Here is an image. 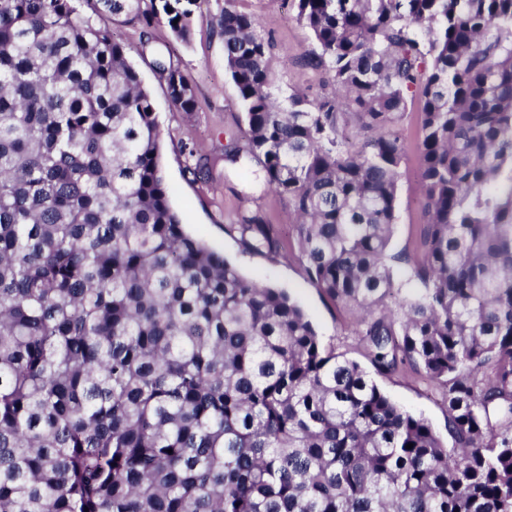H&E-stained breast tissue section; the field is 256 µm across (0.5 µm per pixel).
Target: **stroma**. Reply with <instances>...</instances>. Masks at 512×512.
Instances as JSON below:
<instances>
[{"label":"stroma","instance_id":"35a3bbf8","mask_svg":"<svg viewBox=\"0 0 512 512\" xmlns=\"http://www.w3.org/2000/svg\"><path fill=\"white\" fill-rule=\"evenodd\" d=\"M224 0H203L193 16L189 45L176 42L166 24L143 29L134 21L118 19L110 27L129 49L128 58L149 90L162 130V167L170 199L186 231L202 238L212 249L238 266L246 277L285 289L303 308L325 344L368 365L351 314L337 306L308 279L297 259L295 218L285 199L254 174L224 160V142L241 130V107L236 88L224 65V43L219 19ZM240 11L255 17L264 36L273 42L272 65L282 94L321 91L323 70L307 65L315 45L294 13L280 0H237ZM150 49H142V42ZM171 52L194 87L196 109L185 113L172 107L164 82L152 67V49ZM410 101L401 131L405 159L399 182V207L392 248L411 258L420 255L423 193L419 178L417 112ZM242 211L260 213L273 224L281 242L279 255L244 252L239 241L225 233ZM402 408L427 419L439 434L447 432V411L441 388L403 370L379 380Z\"/></svg>","mask_w":512,"mask_h":512}]
</instances>
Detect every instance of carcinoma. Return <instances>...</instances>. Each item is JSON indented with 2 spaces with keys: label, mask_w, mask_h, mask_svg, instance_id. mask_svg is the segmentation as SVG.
Returning <instances> with one entry per match:
<instances>
[{
  "label": "carcinoma",
  "mask_w": 512,
  "mask_h": 512,
  "mask_svg": "<svg viewBox=\"0 0 512 512\" xmlns=\"http://www.w3.org/2000/svg\"><path fill=\"white\" fill-rule=\"evenodd\" d=\"M198 2L0 0V512H512V0H293L328 83L284 101L257 20L220 17L246 125L224 160L288 201L376 373L443 388L449 444L181 223L102 20L187 45ZM153 67L194 111L173 56ZM410 99L425 221L402 272ZM225 232L280 249L257 212Z\"/></svg>",
  "instance_id": "1"
}]
</instances>
